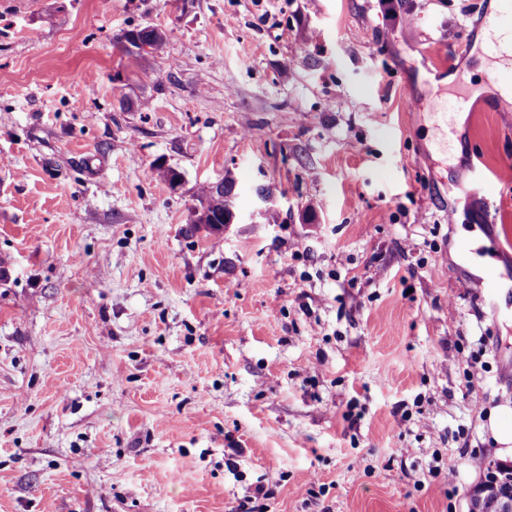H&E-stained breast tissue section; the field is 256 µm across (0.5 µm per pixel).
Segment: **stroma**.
Wrapping results in <instances>:
<instances>
[{
  "label": "stroma",
  "instance_id": "stroma-1",
  "mask_svg": "<svg viewBox=\"0 0 512 512\" xmlns=\"http://www.w3.org/2000/svg\"><path fill=\"white\" fill-rule=\"evenodd\" d=\"M501 2L0 0V512H467L512 411ZM122 37L127 43L136 48L139 53L142 52V46H147L149 50H143V53L152 54L163 46L169 34L160 27L146 26L141 29L128 30ZM135 40H138L140 44H137ZM233 190L234 183L229 179L224 180V189L222 190L214 187L213 184L201 186L197 190V200L200 204V211L206 218L205 216H198L199 213L196 214L194 220L200 224L191 222L188 232L195 234L201 229H204L206 232L210 233L221 230L220 225L226 228L227 224L224 225V220L226 215H230L229 207L232 206ZM198 217H201L202 220L200 221ZM206 219L216 223L205 224Z\"/></svg>",
  "mask_w": 512,
  "mask_h": 512
}]
</instances>
